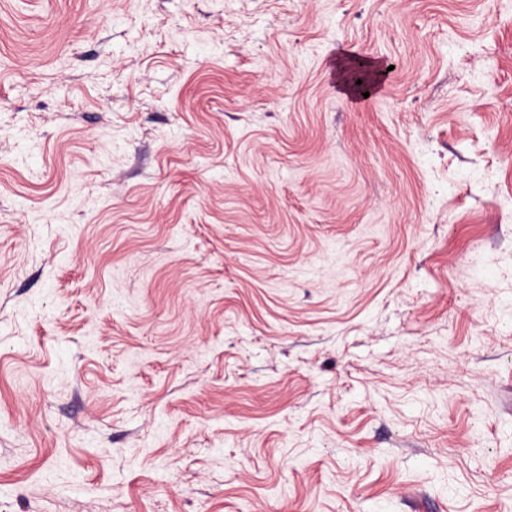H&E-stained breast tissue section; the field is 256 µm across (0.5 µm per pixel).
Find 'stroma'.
Listing matches in <instances>:
<instances>
[{"label":"stroma","instance_id":"35a3bbf8","mask_svg":"<svg viewBox=\"0 0 512 512\" xmlns=\"http://www.w3.org/2000/svg\"><path fill=\"white\" fill-rule=\"evenodd\" d=\"M0 512H512V0H0Z\"/></svg>","mask_w":512,"mask_h":512}]
</instances>
